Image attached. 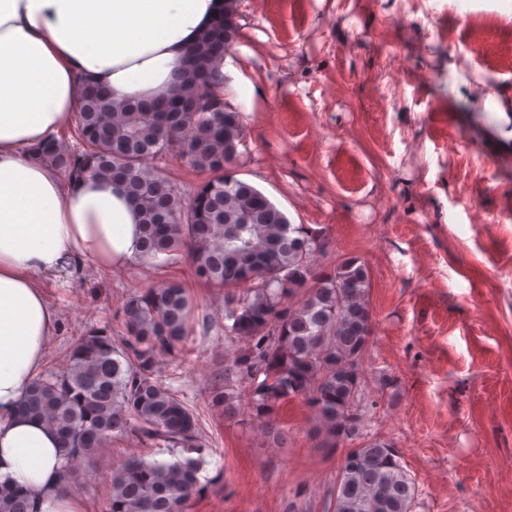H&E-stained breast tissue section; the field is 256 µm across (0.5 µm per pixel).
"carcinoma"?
<instances>
[{"label":"carcinoma","instance_id":"cac0c4a2","mask_svg":"<svg viewBox=\"0 0 512 512\" xmlns=\"http://www.w3.org/2000/svg\"><path fill=\"white\" fill-rule=\"evenodd\" d=\"M237 2L224 0V11L188 49L173 97L118 102L85 81L74 124L31 156L69 178L119 184L139 213L135 259L164 266L184 254L198 278L227 289L224 345L235 357L224 365V390L211 397L224 417H236L244 397L278 443L281 404L304 398L330 448L355 443L339 469L332 512H413L415 479L391 444L364 434L359 361L372 337L367 267L356 258L331 271L314 267L311 257L324 247L320 234L291 223L231 168L244 125L215 88L224 84V56L239 36ZM147 158L183 160L205 179L188 196L145 168ZM191 313L177 279L138 289L123 302L120 340L89 331L62 369L31 382L18 410L61 438L63 492L112 439L132 437L169 458H124L112 469L106 512H183L202 493L197 419L159 364L184 351ZM0 512L33 507L19 487L1 482Z\"/></svg>","mask_w":512,"mask_h":512}]
</instances>
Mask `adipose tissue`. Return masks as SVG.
<instances>
[{"mask_svg": "<svg viewBox=\"0 0 512 512\" xmlns=\"http://www.w3.org/2000/svg\"><path fill=\"white\" fill-rule=\"evenodd\" d=\"M224 0H0V481L35 512H83L61 495L56 433L16 409L41 371L59 314L41 278L136 252L137 211L112 181H70L31 160L79 105L81 80L113 98L172 95L185 52Z\"/></svg>", "mask_w": 512, "mask_h": 512, "instance_id": "ef3b65f1", "label": "adipose tissue"}]
</instances>
